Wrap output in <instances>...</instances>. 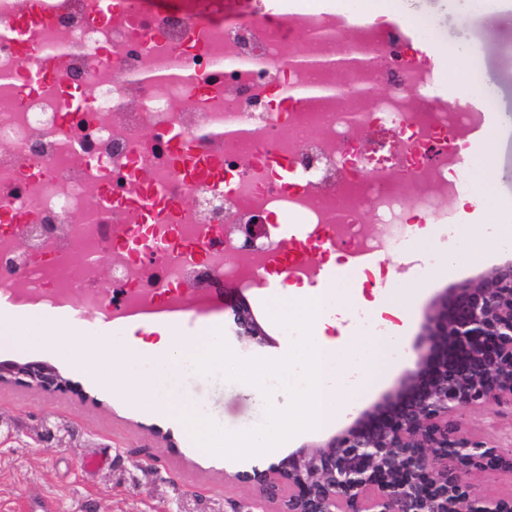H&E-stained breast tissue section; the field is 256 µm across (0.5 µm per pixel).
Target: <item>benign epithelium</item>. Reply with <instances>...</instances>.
I'll return each instance as SVG.
<instances>
[{"label": "benign epithelium", "mask_w": 512, "mask_h": 512, "mask_svg": "<svg viewBox=\"0 0 512 512\" xmlns=\"http://www.w3.org/2000/svg\"><path fill=\"white\" fill-rule=\"evenodd\" d=\"M297 66L351 73L352 58ZM244 246L260 248L263 224H239ZM242 343L271 344L241 293L230 304ZM415 368L373 405L327 438L293 449L266 467L230 477L251 487L264 512H512V492L488 493L481 479L512 473L505 452L466 429L463 417L489 404L512 407V258L438 294L413 345ZM55 392L56 367L0 362V381Z\"/></svg>", "instance_id": "benign-epithelium-1"}]
</instances>
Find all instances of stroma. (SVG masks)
<instances>
[{"instance_id": "stroma-1", "label": "stroma", "mask_w": 512, "mask_h": 512, "mask_svg": "<svg viewBox=\"0 0 512 512\" xmlns=\"http://www.w3.org/2000/svg\"><path fill=\"white\" fill-rule=\"evenodd\" d=\"M377 13L405 19L418 44L434 46L431 59L434 86L456 105L462 87L458 71L448 62V40L476 48V68L485 83L472 101L498 120L492 137L481 138L480 155L490 159L498 178L490 198H476L464 209L449 206V214H464L460 236L471 223H486L503 198H512V4H503L496 18H487L483 0H375ZM414 244L397 255L378 252L385 268L375 285L364 286L367 300L391 294L408 318L404 356H391L387 374L376 392L360 400L374 403L391 389L416 360L411 348L424 313L441 291L489 272L512 252L488 246L484 253L460 252L454 276L418 271ZM278 288H247L249 301L272 345L253 347L233 343L240 357L277 358L285 351L289 333L270 318L266 304ZM47 345L42 349H0V361H41L56 367L66 382L63 390L47 393L15 382H0V512H29L30 501L48 500L52 512H261L255 491L227 479L231 464L203 455L173 420L112 393L110 374L92 375L76 368L63 351L71 332L106 337L99 349L104 358L125 348L128 328L113 327L106 312L84 319L61 317L44 307ZM185 395L197 400L220 426L246 431L265 420L264 405L246 394L241 382L221 374L199 379L185 376ZM465 427L487 442L512 448V409L490 405L466 414Z\"/></svg>"}]
</instances>
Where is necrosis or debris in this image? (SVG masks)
<instances>
[{
	"instance_id": "4bbe7bcc",
	"label": "necrosis or debris",
	"mask_w": 512,
	"mask_h": 512,
	"mask_svg": "<svg viewBox=\"0 0 512 512\" xmlns=\"http://www.w3.org/2000/svg\"><path fill=\"white\" fill-rule=\"evenodd\" d=\"M211 2L0 0V288L89 310L169 298L198 317L181 285L259 278L281 247L272 215L339 251H400L429 224L447 239L439 202L468 182L477 114L431 92L406 33L375 14L343 25L332 0L277 17ZM346 54L384 96H337L335 71L289 64ZM259 217L266 244L243 250L233 227ZM43 225L55 233L21 250Z\"/></svg>"
}]
</instances>
